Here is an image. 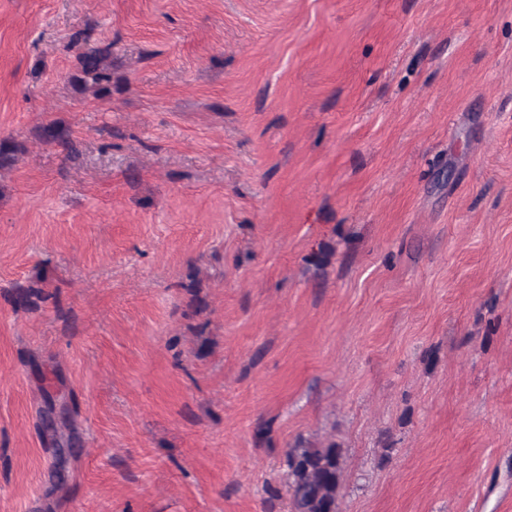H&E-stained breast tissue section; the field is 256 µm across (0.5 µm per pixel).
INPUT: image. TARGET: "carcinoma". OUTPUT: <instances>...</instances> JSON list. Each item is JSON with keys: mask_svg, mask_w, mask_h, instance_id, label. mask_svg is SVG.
I'll return each mask as SVG.
<instances>
[{"mask_svg": "<svg viewBox=\"0 0 512 512\" xmlns=\"http://www.w3.org/2000/svg\"><path fill=\"white\" fill-rule=\"evenodd\" d=\"M110 49L88 41L78 46L79 81L101 90L112 80L106 60ZM292 512H336L343 469L342 449L331 442L321 448L297 446L287 452Z\"/></svg>", "mask_w": 512, "mask_h": 512, "instance_id": "1", "label": "carcinoma"}]
</instances>
